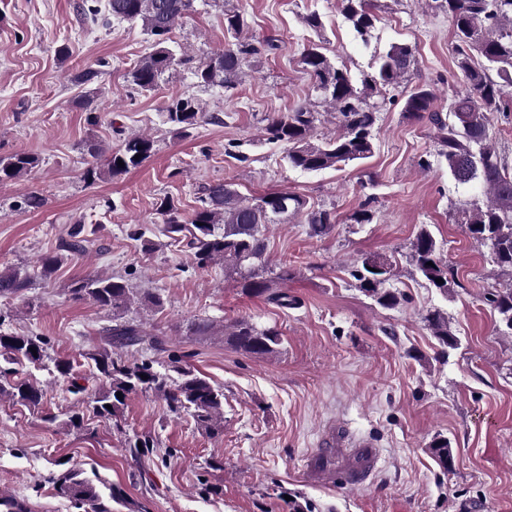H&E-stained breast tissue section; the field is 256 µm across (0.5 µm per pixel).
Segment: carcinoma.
Returning a JSON list of instances; mask_svg holds the SVG:
<instances>
[{
    "instance_id": "carcinoma-1",
    "label": "carcinoma",
    "mask_w": 512,
    "mask_h": 512,
    "mask_svg": "<svg viewBox=\"0 0 512 512\" xmlns=\"http://www.w3.org/2000/svg\"><path fill=\"white\" fill-rule=\"evenodd\" d=\"M195 0H81L78 11L93 25L112 26V21L139 23L152 38V51L143 56L128 72V81L137 91L153 89L160 78L183 63L184 58L167 46L175 24L194 11ZM342 14L355 37L369 47L378 21L372 0H341ZM432 9L448 16L459 42L457 67L467 80L466 93L454 100L448 115L434 108L430 86L414 88L404 102L403 111L425 118L438 131L439 156L448 172L459 184L480 183L488 194L487 202L466 215L468 235L486 245L495 263L512 271V174L504 160L489 143L490 118L496 112L512 110V0H431ZM247 26L241 11L224 14V33L235 39L224 48L199 58L193 74L204 87L235 86L239 71L248 55L259 49L239 41ZM300 63L314 80L313 91L332 105L336 112V132L314 139V129L321 114L306 106L267 119L266 139L286 147L288 164L306 172H318L340 164L360 162L373 154L376 106L367 102V91L398 84L414 64V52L407 45H392L374 57L371 71L355 80L350 71L335 66L318 43L304 49ZM168 121L178 132L204 122L195 98L181 97L167 107ZM154 150V142L146 135L131 134L123 138L115 150H106L95 142L87 144L91 161L87 162L84 179L90 183L107 176H120L141 166ZM124 166H118V162ZM38 159L25 153L0 157V180L23 177L36 166ZM283 198L296 202L287 212H276L270 199ZM163 217L165 231L190 233L188 246L194 251L196 264L205 268L224 263V269L238 275L239 287L252 296H265L277 304H294L285 291L272 290L273 280L288 281V266L279 267L276 276H268L265 231L288 217H302L315 235L325 233L335 223L327 210H312L300 196L288 192H270L251 201L242 198L232 185L223 181L205 186L199 205L186 217L174 199L164 197L157 207ZM82 224L67 231L63 250L69 253L84 249ZM438 244L426 227L412 242L413 261L417 272L440 292L448 293L451 282L448 268L437 259ZM63 254L46 255L39 260L37 275L47 277L63 262ZM432 265H427V262ZM352 276L379 306L394 308L400 303L399 292L384 287L393 276V268L384 261L366 258ZM442 282L437 283L435 279ZM33 277L16 269L0 271V296L22 297L31 287ZM71 299L91 300L100 309L112 313V324L103 328L112 348H100L91 354L103 384L90 397L95 416L112 420L119 416L125 400L140 392L161 398L174 413L185 412L210 436L224 433V390L208 377L188 367L174 369L176 375L154 368L150 359L123 358L116 349L145 342L146 334L129 312L137 292L122 276L88 275L70 289ZM489 304L497 310L500 322L512 332V285L490 294ZM424 321L442 352L458 347V339L448 327V317L439 309L430 310ZM224 340L235 350L264 358L279 352L281 333L271 327H259L242 317L224 324ZM46 370L57 378H68L70 360L51 358L46 354V340L40 336L19 335L0 331V400L7 399L30 410L43 406L46 390L31 380L24 368ZM123 398H118L117 394ZM112 409H107V406ZM432 455L443 468L453 462L448 440L434 441ZM55 493L70 500L79 512H114L112 503L122 502L120 490L99 477L90 478L80 468H68L48 474Z\"/></svg>"
}]
</instances>
